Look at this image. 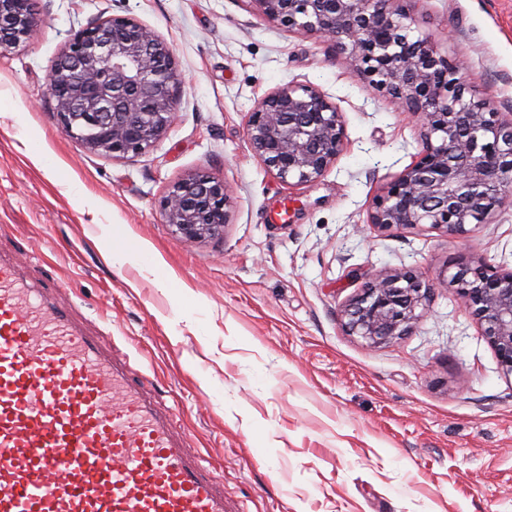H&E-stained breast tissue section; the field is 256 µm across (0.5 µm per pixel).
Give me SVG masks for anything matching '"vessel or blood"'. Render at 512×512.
<instances>
[{"mask_svg": "<svg viewBox=\"0 0 512 512\" xmlns=\"http://www.w3.org/2000/svg\"><path fill=\"white\" fill-rule=\"evenodd\" d=\"M0 512H224L175 415L2 258Z\"/></svg>", "mask_w": 512, "mask_h": 512, "instance_id": "obj_1", "label": "vessel or blood"}]
</instances>
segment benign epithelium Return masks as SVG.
Returning <instances> with one entry per match:
<instances>
[{
  "label": "benign epithelium",
  "instance_id": "7a95c632",
  "mask_svg": "<svg viewBox=\"0 0 512 512\" xmlns=\"http://www.w3.org/2000/svg\"><path fill=\"white\" fill-rule=\"evenodd\" d=\"M265 18L324 38L336 55L421 125L422 148L369 205L380 231L428 224L450 237L512 206V113L476 95L463 60L413 36L412 0H254ZM38 0H0V53L37 32ZM60 127L89 154L136 156L168 133L181 92L172 46L126 16L74 32L48 76ZM250 149L284 182L318 181L347 146L343 113L318 86L290 82L259 98L246 124ZM229 184L205 173L174 182L163 222L182 239L219 236ZM442 273L478 323L503 374L512 376V268L462 257ZM430 289L414 270L372 275L341 309L350 336L377 347L427 313Z\"/></svg>",
  "mask_w": 512,
  "mask_h": 512
}]
</instances>
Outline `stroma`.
<instances>
[{
  "mask_svg": "<svg viewBox=\"0 0 512 512\" xmlns=\"http://www.w3.org/2000/svg\"><path fill=\"white\" fill-rule=\"evenodd\" d=\"M39 6L36 35L0 53V254L179 414L226 512H512V377L441 277L464 255L511 265L512 207L458 237L373 228L371 199L422 146L415 120L254 0ZM412 14L512 113V0H414ZM112 16L165 38L182 79L167 135L127 158L81 149L47 85L69 35ZM291 81L319 86L346 124L344 153L307 186L280 182L246 138L255 101ZM197 172L235 195L223 236L188 242L159 201ZM115 244L133 253L120 266ZM402 268L430 286V311L366 347L341 308Z\"/></svg>",
  "mask_w": 512,
  "mask_h": 512,
  "instance_id": "stroma-1",
  "label": "stroma"
}]
</instances>
